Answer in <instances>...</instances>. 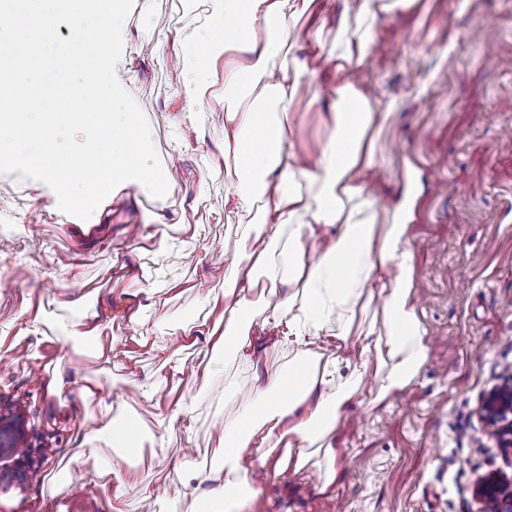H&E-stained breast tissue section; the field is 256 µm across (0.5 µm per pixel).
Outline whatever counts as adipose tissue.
<instances>
[{
	"label": "adipose tissue",
	"instance_id": "obj_1",
	"mask_svg": "<svg viewBox=\"0 0 512 512\" xmlns=\"http://www.w3.org/2000/svg\"><path fill=\"white\" fill-rule=\"evenodd\" d=\"M127 0H0V162L38 175L28 197L41 206L44 191L77 225L99 223L114 198L132 188L145 195L175 189L168 168L156 166L147 133L125 97L129 71ZM313 0H205L196 25L183 36L160 29L159 56L176 59L183 89L195 102L188 120L206 121L203 102L216 75L224 77V156L241 167L238 186L224 196L225 208L251 213L245 237L255 246L225 255L230 271L223 298L208 297L221 310L223 327L207 321L179 326L183 344L207 345L232 357L251 373L249 398L238 419L217 437L223 468L206 474L180 469L183 494L199 498L204 512H244L263 491L262 476L272 452L277 472L299 475L323 456L315 487L334 490L347 470L338 446L343 413L363 393L360 375L336 382L350 337L362 339L358 361L380 378L375 402L409 386L427 359L428 348L413 302L414 256L409 229L421 190L414 167L406 169V192L394 220L379 223L378 201L368 183L376 167L366 136L380 114L367 88L350 77L372 42L370 29L351 33L336 56L330 135L315 162L302 163L277 115L288 91L313 76L308 62L276 72L271 60L282 52L279 32L297 21ZM71 37L53 38L59 25ZM69 132L79 151L62 155L57 139ZM267 289L259 299L258 282ZM266 323L286 326L284 336L257 344L255 304ZM379 310L383 326L365 325L367 309ZM334 329L339 351H315L321 331ZM296 348V364L279 365L282 348ZM194 406L178 403L147 431L124 415L85 433L74 466L89 477L108 476L101 489L112 512H123L132 473L130 460L145 447L164 448L166 433L190 416ZM120 446L102 458L100 448Z\"/></svg>",
	"mask_w": 512,
	"mask_h": 512
}]
</instances>
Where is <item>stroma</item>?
<instances>
[{
	"label": "stroma",
	"instance_id": "1",
	"mask_svg": "<svg viewBox=\"0 0 512 512\" xmlns=\"http://www.w3.org/2000/svg\"><path fill=\"white\" fill-rule=\"evenodd\" d=\"M203 0H153L151 12L129 4L132 77L130 108L149 133L158 166L177 141H188L171 195L134 197L122 191L101 223L80 230L53 213L45 196L40 223L29 221L26 195L35 172L0 164V418L21 416L24 436L0 431V512H40L52 498L57 512H109L102 492L85 489L71 471L64 487L49 471L76 454L77 429L113 419L124 406L147 430H157L169 406L192 401L189 423L168 435L163 464H132L137 479L172 485L179 466L220 468L215 424L234 421L247 396L249 372L222 352L183 348L174 327L203 318L208 293L223 294L224 265L206 259L212 245L242 250L241 227L251 217L224 210L237 185L236 165L224 158V86L205 103L202 131L185 122L193 108L176 68L154 52L155 23L191 29ZM368 56L354 68L373 88L384 117L369 132L379 165L373 190L389 223V202L403 189L405 161L419 170L424 193L410 242L418 290L416 311L428 359L400 395L371 403L377 387L366 371V393L346 410L339 446L349 467L333 495L318 494L304 475L269 476L249 512H481L477 477L506 467L498 440L475 414L482 394L512 376V0H420L405 14L380 17ZM334 84L330 66L298 85L287 108L288 133L301 157L318 154L329 135L322 117ZM162 222L170 254L158 252L143 227L144 212ZM69 265V290L55 281ZM189 282L184 293L173 281ZM154 289L147 302L145 289ZM107 306L103 333L110 360L93 344H62L61 328L92 308ZM40 310V334L18 339L15 318ZM139 310L140 324L128 316ZM148 332L147 345L134 337ZM163 345L156 354L153 344ZM209 383L190 377L213 362ZM169 375L160 403L145 401L141 385L157 368ZM61 392L47 393L51 376ZM110 376L94 402L79 396L89 380Z\"/></svg>",
	"mask_w": 512,
	"mask_h": 512
}]
</instances>
